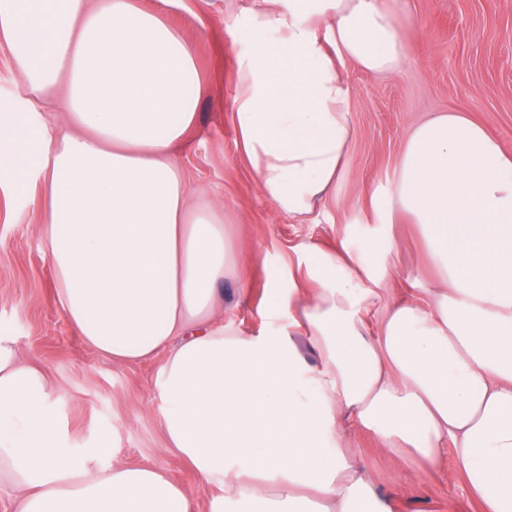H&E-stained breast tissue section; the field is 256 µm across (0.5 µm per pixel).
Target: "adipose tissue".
I'll list each match as a JSON object with an SVG mask.
<instances>
[{"label":"adipose tissue","mask_w":512,"mask_h":512,"mask_svg":"<svg viewBox=\"0 0 512 512\" xmlns=\"http://www.w3.org/2000/svg\"><path fill=\"white\" fill-rule=\"evenodd\" d=\"M160 2L0 0V46L24 81L0 99V185L41 179L70 324L106 359L163 356L167 448L222 489L209 512H391L348 445L355 427L408 465L437 464L452 443L480 512H512V152L462 111L411 131L389 207L420 226L440 282L428 299L389 300V255L311 244L266 305L276 334L211 327L224 225L191 202L173 158L201 86ZM280 2L242 15L253 47L236 61L233 122L263 196L298 216L335 190L348 153L340 61L391 74L408 48L392 0H305L302 18ZM40 104L67 131L43 124ZM89 463L64 447L44 373L0 335V495L15 512L195 510L162 469Z\"/></svg>","instance_id":"adipose-tissue-1"}]
</instances>
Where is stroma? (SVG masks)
Here are the masks:
<instances>
[{"instance_id":"stroma-1","label":"stroma","mask_w":512,"mask_h":512,"mask_svg":"<svg viewBox=\"0 0 512 512\" xmlns=\"http://www.w3.org/2000/svg\"><path fill=\"white\" fill-rule=\"evenodd\" d=\"M250 0H171L168 22L193 46L204 92L197 123L177 152L195 200L224 209L231 261L218 286L213 327L256 334L282 259L315 243L346 241L352 250L391 245L392 296H413L406 277L431 286L436 272L418 225L389 215L388 192L411 129L454 109H466L512 151V0H405L398 16L413 60L391 75L344 65L351 93L353 140L332 198L311 214L281 213L261 195L241 156L232 110L234 71L250 37L236 18ZM42 184L0 188V334L14 337L22 360L41 367L50 398L72 448L105 444L134 466L165 470L207 512L220 490L205 485L177 454L165 451L161 402L154 381L163 357L113 363L86 346L57 302L37 208ZM349 442L363 455L379 493L393 512H479L453 452L434 467L399 471L396 453L381 450L374 434L352 429Z\"/></svg>"}]
</instances>
